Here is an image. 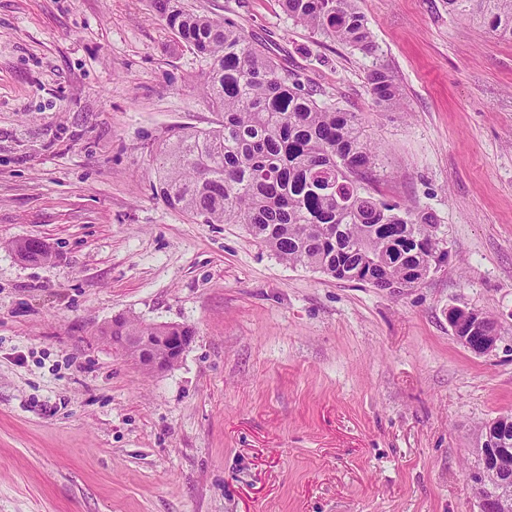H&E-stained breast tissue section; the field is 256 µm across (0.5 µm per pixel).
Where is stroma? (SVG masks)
Wrapping results in <instances>:
<instances>
[{
  "instance_id": "1",
  "label": "stroma",
  "mask_w": 512,
  "mask_h": 512,
  "mask_svg": "<svg viewBox=\"0 0 512 512\" xmlns=\"http://www.w3.org/2000/svg\"><path fill=\"white\" fill-rule=\"evenodd\" d=\"M185 2L360 114L369 191L433 212L449 257L379 290L168 207L156 145L217 119L193 50L150 0H0V512H478V430L512 412V42L446 0H358L371 56L279 0ZM453 307L499 320L492 353ZM120 317L195 335L148 374L100 334ZM369 93L375 105L391 110L400 105V92L389 72L382 67H374L368 74ZM467 309L452 308L448 312V323L453 331L455 338L467 349L475 354H488L496 349L498 342L501 341V332L491 335H486L476 325L473 324L470 328V322L479 319V323L487 329H495L497 326V319L485 312L476 311L472 314L465 325V330H469L463 335L457 332V324H462V318Z\"/></svg>"
}]
</instances>
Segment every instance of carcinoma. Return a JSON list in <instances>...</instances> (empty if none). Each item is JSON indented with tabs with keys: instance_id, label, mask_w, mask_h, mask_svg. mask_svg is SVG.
I'll return each instance as SVG.
<instances>
[{
	"instance_id": "carcinoma-1",
	"label": "carcinoma",
	"mask_w": 512,
	"mask_h": 512,
	"mask_svg": "<svg viewBox=\"0 0 512 512\" xmlns=\"http://www.w3.org/2000/svg\"><path fill=\"white\" fill-rule=\"evenodd\" d=\"M312 33L366 55L375 52L358 0H280ZM448 14L475 18L512 41V0H447ZM166 26L205 63V96L220 114L208 130L184 128L156 154V191L173 209L206 224H243L291 264L380 290L413 287L445 255L435 216L369 192L378 156L362 119L328 106L298 76L234 24L198 14L184 0H155ZM375 105L400 92L382 67L368 74ZM18 255L44 257L33 240Z\"/></svg>"
}]
</instances>
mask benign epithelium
I'll list each match as a JSON object with an SVG mask.
<instances>
[{"instance_id":"benign-epithelium-1","label":"benign epithelium","mask_w":512,"mask_h":512,"mask_svg":"<svg viewBox=\"0 0 512 512\" xmlns=\"http://www.w3.org/2000/svg\"><path fill=\"white\" fill-rule=\"evenodd\" d=\"M463 308H452L448 312V323L455 338L476 354H488L496 349L501 334L486 335L472 325L464 335L457 334V325L462 323ZM106 339L120 348L135 364L150 372L170 369L180 359L190 337L171 335L168 325H149L146 336H128L125 319L112 320L107 328ZM482 465L468 473L478 499L479 512H499L503 496L512 491V440L506 427L499 426L479 436L477 448Z\"/></svg>"}]
</instances>
